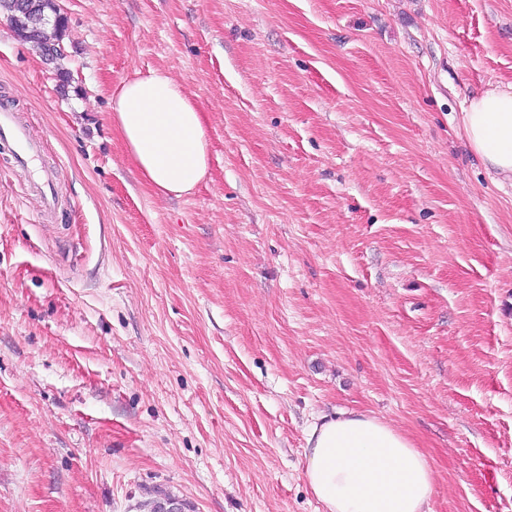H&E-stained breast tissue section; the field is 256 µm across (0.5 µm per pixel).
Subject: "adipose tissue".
Instances as JSON below:
<instances>
[{"mask_svg":"<svg viewBox=\"0 0 512 512\" xmlns=\"http://www.w3.org/2000/svg\"><path fill=\"white\" fill-rule=\"evenodd\" d=\"M112 122L132 164L160 195L191 192L208 171L202 112L168 74L151 70L112 94ZM495 179L512 181V91L488 90L462 117ZM305 478L328 512H430L433 471L402 432L373 415L317 416L305 432Z\"/></svg>","mask_w":512,"mask_h":512,"instance_id":"adipose-tissue-1","label":"adipose tissue"}]
</instances>
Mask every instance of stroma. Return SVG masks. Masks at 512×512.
Wrapping results in <instances>:
<instances>
[{
    "label": "stroma",
    "mask_w": 512,
    "mask_h": 512,
    "mask_svg": "<svg viewBox=\"0 0 512 512\" xmlns=\"http://www.w3.org/2000/svg\"><path fill=\"white\" fill-rule=\"evenodd\" d=\"M64 59L0 14V512H326L304 431L361 411L431 512H512V183L470 150L512 0H62ZM166 71L209 169L162 196L112 90ZM68 71L62 84L59 71ZM9 140L18 165H27L37 152V145L28 138L25 129L15 121L14 114L0 104V140Z\"/></svg>",
    "instance_id": "1"
}]
</instances>
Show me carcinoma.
I'll return each instance as SVG.
<instances>
[{
  "label": "carcinoma",
  "instance_id": "obj_1",
  "mask_svg": "<svg viewBox=\"0 0 512 512\" xmlns=\"http://www.w3.org/2000/svg\"><path fill=\"white\" fill-rule=\"evenodd\" d=\"M0 11L10 20L21 18L17 36L40 56L63 58L61 42L67 23L56 18L53 0H0Z\"/></svg>",
  "mask_w": 512,
  "mask_h": 512
}]
</instances>
